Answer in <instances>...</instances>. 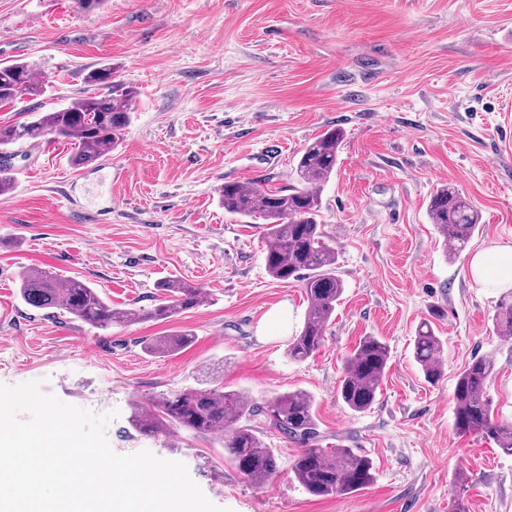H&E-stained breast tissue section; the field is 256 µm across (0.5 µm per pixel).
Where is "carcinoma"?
<instances>
[{"label":"carcinoma","instance_id":"carcinoma-1","mask_svg":"<svg viewBox=\"0 0 512 512\" xmlns=\"http://www.w3.org/2000/svg\"><path fill=\"white\" fill-rule=\"evenodd\" d=\"M36 64L15 61L0 64V105L15 106L43 93L36 81ZM87 90L69 104L47 112H35L31 121L0 125V146L6 148L51 135L73 145V163L84 166L114 150L132 120L137 91L124 83L109 65L92 69ZM343 133L327 130L308 144L296 168V181L269 188L226 181L218 188L224 212L265 224L269 245L265 262L275 280L302 283L308 310L300 331L288 343V357L304 361L323 343L326 326L342 298L344 283L336 274V249L328 241L321 222L322 188L336 170ZM428 217L436 232L455 255L462 251L479 227V214L455 189L437 190L428 205ZM19 293L36 310H57L96 328L140 321H164L203 304L204 295L182 280L165 281L164 295L149 309H120L101 296L91 283L78 278L62 280L38 267L19 272ZM493 329L512 336V291L496 305ZM190 331L154 336L144 349L168 355L190 345ZM444 344L433 327L422 323L413 340V355L429 382L443 373ZM390 361L388 345L375 336L363 337L346 358L338 396L348 408L365 412L374 404ZM495 373L492 353L474 355L457 375L453 392L454 429L457 434L480 435L493 441L502 453L512 455V423L493 420L486 386ZM129 423L144 436L186 430L199 435L226 433L224 450L237 469L254 485L265 484L276 472L273 449L262 440L263 430H274L289 439L313 433L314 399L295 390L278 393L259 404L222 386L194 387L154 402H135ZM294 478L315 497L357 492L374 479L370 459L349 448H305L297 456Z\"/></svg>","mask_w":512,"mask_h":512}]
</instances>
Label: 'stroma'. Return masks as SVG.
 <instances>
[{
  "instance_id": "1",
  "label": "stroma",
  "mask_w": 512,
  "mask_h": 512,
  "mask_svg": "<svg viewBox=\"0 0 512 512\" xmlns=\"http://www.w3.org/2000/svg\"><path fill=\"white\" fill-rule=\"evenodd\" d=\"M37 64L40 110L67 105L93 68L112 65L138 92L120 145L78 168L64 140L9 148L13 189L0 196V384L39 380L45 393L97 415L120 455L142 450L186 465L224 512H512V456L456 434L453 389L474 354H496L487 395L512 422V340L497 336V296L470 277L471 252L512 244V0H0V63ZM332 127L344 139L322 191L321 220L345 287L322 347L290 360L289 339L263 336L274 308L291 328L308 302L265 268L261 222L225 213L224 182L284 187L304 148ZM449 186L481 216L450 258L430 224ZM74 196L102 220L73 214ZM89 281L122 309L150 307L159 285L203 288L205 305L164 322L98 329L30 310L22 267ZM431 321L443 375L427 382L413 338ZM192 331L182 351L152 355L154 336ZM366 336L390 348L375 403L337 395L344 362ZM219 381L255 402L301 389L315 401L316 448L368 456L366 489L309 494L291 467L303 442L264 432L277 471L241 475L215 436L146 437L128 419L149 401Z\"/></svg>"
}]
</instances>
